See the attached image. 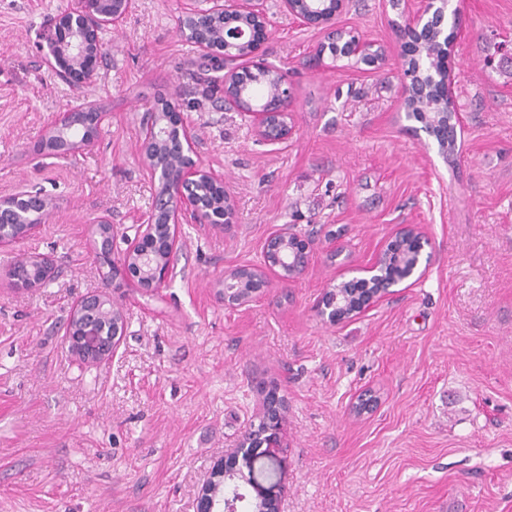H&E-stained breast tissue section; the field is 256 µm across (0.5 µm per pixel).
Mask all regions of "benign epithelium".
Here are the masks:
<instances>
[{"mask_svg": "<svg viewBox=\"0 0 512 512\" xmlns=\"http://www.w3.org/2000/svg\"><path fill=\"white\" fill-rule=\"evenodd\" d=\"M424 5L405 24H396L399 35H421L431 29L447 36L444 29L448 17H457L460 3L452 0H423ZM133 0H78L77 7L51 19L43 33V50L50 68L63 81L85 87L97 79L98 61L104 52L102 34L119 23L130 11ZM205 10L190 9L179 18V32L193 38L206 56L224 58V50L239 43H250L252 53L241 59L226 60L224 67V102L244 113L250 120L256 139L276 145L287 141L295 132L291 104L293 87L288 74H283L275 99L250 102L245 73L257 69H273L263 58V45L268 37L270 20L264 0H210ZM348 0H339L333 15L325 17L320 9L310 7L301 11L295 0H281L283 12L300 24L317 29L334 25L336 16L343 13ZM235 14L247 23L224 28L223 38L217 41L208 27L200 24L203 17H221ZM346 32H329L318 43L314 64H324L325 56L336 59L369 53L375 44L360 37L345 39ZM89 112L93 116L91 128L104 123L107 113L89 102L73 105L62 118L48 126L43 135L69 136L74 128L73 115ZM148 129L141 137L139 155L151 175L155 187L153 206L148 219L139 225L136 234L126 239L122 257L114 261L112 237L103 236L95 255L112 265V281L133 275L137 289L154 296L171 278L173 256L179 248V228L183 224H232L235 208L229 193H224V205L219 215H213L199 190V185L210 182L224 185V179L207 167L197 154L196 136L179 108L172 105L166 112L148 113ZM53 210V203L38 191L18 192L0 196V249L33 234L45 223ZM398 238L413 241L414 257L407 264L404 279L415 275L422 264L423 251L429 245L425 233L416 225L403 224L395 232ZM394 240L387 241L367 266L360 269L362 276L338 281L324 289L316 306L318 317L325 323L340 324L358 315L368 305L392 293L402 280L385 278L386 265L394 253ZM263 264L244 266L224 272L218 284L217 295L224 307L237 310L251 305L263 293L270 276L296 281L306 275L314 251L306 238L298 235L292 226L283 225L272 231L263 243ZM25 264L40 268L38 280L20 277L14 262L9 276L15 288L29 290L43 286L50 269L46 257H27ZM346 283L361 284L369 293L361 304L345 308L346 294L341 288ZM125 319L121 308L112 298L99 293L85 296L74 304L67 324L66 336L71 351L86 364L99 363L116 356L124 334ZM263 393L259 420L250 425L231 448L224 449V459L212 469L203 484L197 501V512H281L282 496L279 490V464L275 451L283 447L282 430L287 417L288 402L274 385H261ZM378 405V396L367 389L353 402L357 416L368 414Z\"/></svg>", "mask_w": 512, "mask_h": 512, "instance_id": "1", "label": "benign epithelium"}]
</instances>
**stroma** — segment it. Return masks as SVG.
Here are the masks:
<instances>
[{
  "label": "stroma",
  "mask_w": 512,
  "mask_h": 512,
  "mask_svg": "<svg viewBox=\"0 0 512 512\" xmlns=\"http://www.w3.org/2000/svg\"><path fill=\"white\" fill-rule=\"evenodd\" d=\"M75 2L0 0V193L53 202L46 224L0 251V512H196L215 461L255 419L259 380L288 399L284 512H512V73L483 62L512 42V0H464L452 163L398 110L393 25L418 0H351L337 16L384 48L375 70L313 66L322 31L266 0L265 54L288 70L297 125L273 146L225 108L222 71L179 36L194 0H136L105 36L97 81L63 82L41 34ZM164 96L196 129L236 221L181 225L175 273L151 300L130 279L105 287L90 230L111 221L118 259L147 219L154 185L138 144ZM80 97L109 112L94 147L63 163L36 156L42 129ZM282 224L314 240L308 274L225 308V271L259 264ZM400 224L428 237L425 273L343 323L321 321L323 290ZM19 255L50 259L44 286L10 284ZM101 292L123 306L125 332L116 357L91 366L64 330L73 303ZM367 389L378 407L355 416Z\"/></svg>",
  "instance_id": "35a3bbf8"
}]
</instances>
